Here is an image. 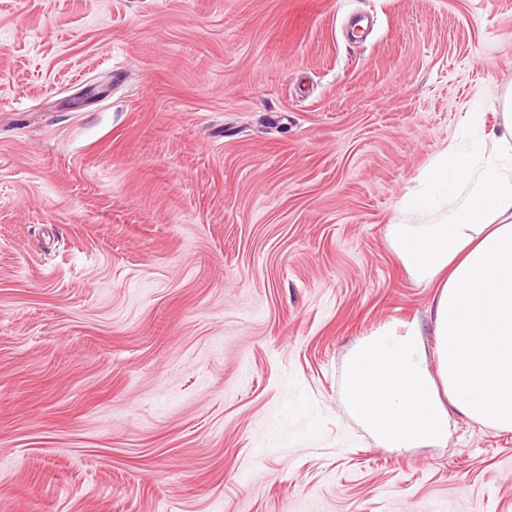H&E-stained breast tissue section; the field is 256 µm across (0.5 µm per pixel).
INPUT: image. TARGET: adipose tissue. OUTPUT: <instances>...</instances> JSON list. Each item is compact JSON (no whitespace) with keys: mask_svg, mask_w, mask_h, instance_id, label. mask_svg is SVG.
Returning a JSON list of instances; mask_svg holds the SVG:
<instances>
[{"mask_svg":"<svg viewBox=\"0 0 512 512\" xmlns=\"http://www.w3.org/2000/svg\"><path fill=\"white\" fill-rule=\"evenodd\" d=\"M467 141L429 167L408 197L418 224L388 240L416 285L436 289L434 350L417 326L382 328L345 358L348 410L389 448L448 436V410L512 430V112L486 128L469 112Z\"/></svg>","mask_w":512,"mask_h":512,"instance_id":"ef3b65f1","label":"adipose tissue"}]
</instances>
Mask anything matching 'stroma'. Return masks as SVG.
<instances>
[{
	"mask_svg": "<svg viewBox=\"0 0 512 512\" xmlns=\"http://www.w3.org/2000/svg\"><path fill=\"white\" fill-rule=\"evenodd\" d=\"M510 91L512 0H0V512H512V430L343 397L434 348L387 229Z\"/></svg>",
	"mask_w": 512,
	"mask_h": 512,
	"instance_id": "35a3bbf8",
	"label": "stroma"
}]
</instances>
